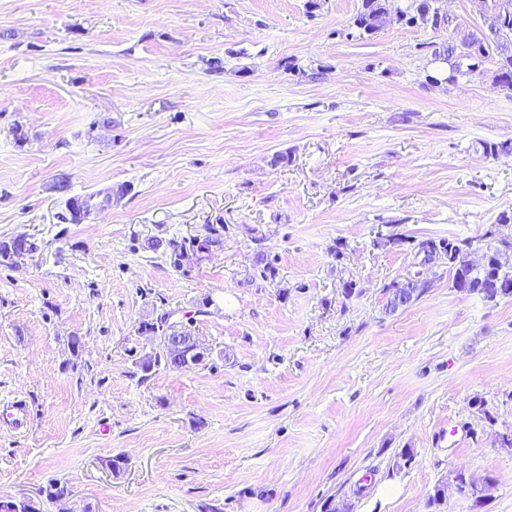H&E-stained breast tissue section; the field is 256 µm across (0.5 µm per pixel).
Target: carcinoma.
<instances>
[{"mask_svg":"<svg viewBox=\"0 0 512 512\" xmlns=\"http://www.w3.org/2000/svg\"><path fill=\"white\" fill-rule=\"evenodd\" d=\"M439 0H409V4L396 11V20L403 24L423 29H435L439 20L449 21L448 14L441 12ZM390 14L389 0H360L351 28L356 37L371 36L386 26V16ZM432 55L437 62L449 65V69H438L425 75L426 83L435 85L442 81L453 83L474 70L493 65V83L498 87H512V11L505 14L501 31L487 33L482 30L471 33L465 43L448 40L434 48ZM464 247V243L453 238L425 240L418 244L424 259L432 261L436 256L448 257V271L451 287L461 293L477 295L486 301L512 299V266L501 261L503 249L491 245L484 261L467 265L455 261L453 253ZM142 372L154 368H170L164 348L155 355L139 361Z\"/></svg>","mask_w":512,"mask_h":512,"instance_id":"obj_1","label":"carcinoma"}]
</instances>
